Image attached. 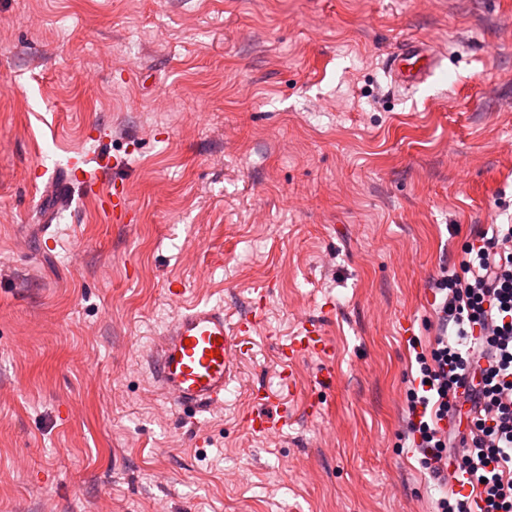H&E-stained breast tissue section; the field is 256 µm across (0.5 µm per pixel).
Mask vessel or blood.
<instances>
[{"label": "vessel or blood", "instance_id": "b4317fda", "mask_svg": "<svg viewBox=\"0 0 512 512\" xmlns=\"http://www.w3.org/2000/svg\"><path fill=\"white\" fill-rule=\"evenodd\" d=\"M441 62L428 41L407 39L386 62L391 84L400 90H415L428 82ZM105 156L71 159L52 175L47 187L55 194L49 216L71 205L75 194L93 199L113 222L126 223L128 193L122 179L111 176ZM259 313L227 324L223 304H194L179 307L160 336L150 357V370L160 392L180 408L210 412L223 406L224 387L242 346V335L255 329ZM332 347L315 323L303 325L298 336L282 347V385L294 390L292 367L306 356L325 358Z\"/></svg>", "mask_w": 512, "mask_h": 512}]
</instances>
